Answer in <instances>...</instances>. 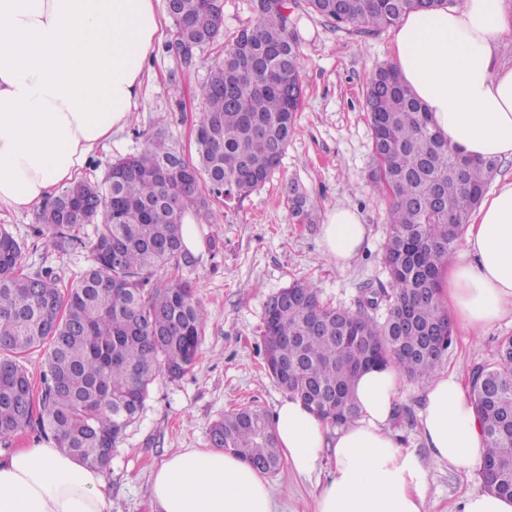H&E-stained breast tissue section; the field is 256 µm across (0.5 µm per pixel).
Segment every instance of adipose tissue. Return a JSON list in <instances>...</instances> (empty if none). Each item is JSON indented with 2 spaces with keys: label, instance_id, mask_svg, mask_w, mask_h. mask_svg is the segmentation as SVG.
I'll list each match as a JSON object with an SVG mask.
<instances>
[{
  "label": "adipose tissue",
  "instance_id": "obj_1",
  "mask_svg": "<svg viewBox=\"0 0 512 512\" xmlns=\"http://www.w3.org/2000/svg\"><path fill=\"white\" fill-rule=\"evenodd\" d=\"M162 18L156 0H0V213H27L72 184L136 106ZM512 34L504 0H459L397 23L392 60L448 143L475 158L512 157V67L497 49ZM366 227L348 207L328 209L324 253L360 252ZM467 261L441 270L439 300L452 322L482 329L512 315V182L482 200L463 234ZM403 386L392 365L359 375V415L329 430L302 400L276 407L272 429L289 467L308 476L323 451L333 468L315 512H430L427 462L468 472L486 441L456 371L422 390V460L391 431ZM154 512H275L265 476L233 453L185 448L151 475ZM0 512H109L100 470L47 439L0 462Z\"/></svg>",
  "mask_w": 512,
  "mask_h": 512
}]
</instances>
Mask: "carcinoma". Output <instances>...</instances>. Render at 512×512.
I'll list each match as a JSON object with an SVG mask.
<instances>
[{
    "mask_svg": "<svg viewBox=\"0 0 512 512\" xmlns=\"http://www.w3.org/2000/svg\"><path fill=\"white\" fill-rule=\"evenodd\" d=\"M455 0H308L317 14L377 31L410 11ZM223 0H173L168 11L181 46L207 45L224 29L205 25ZM287 0H256L252 22L224 45L201 90L194 164L158 133L138 153L112 163L96 185L97 207L76 222L70 211L85 193L79 182L39 214V233L66 253L79 245L92 263L67 292L50 269L20 273L21 243L0 226V441L29 427L64 453L104 469L160 377L179 379L195 364L206 313L186 279L158 275L190 269L195 254L181 227L210 199L242 198L279 165L303 96L302 67L285 12ZM376 166L371 181L391 199L384 263L391 289L367 285L352 308L322 301L309 281L286 290L302 300L268 305L262 342L266 370L289 395L325 423L341 427L357 417V376L393 363L409 378L433 376L453 343V326L438 300L439 275L458 248L464 224L487 192L494 159H472L452 149L391 64L379 66L367 87ZM289 208L298 224L316 223L308 197L291 185ZM95 235L78 236L85 224ZM50 351L42 392L30 402L23 362L44 342ZM470 397L488 448L481 487L512 498V337L497 357L475 365ZM213 443L253 468L272 472L281 454L265 410L245 406L211 427Z\"/></svg>",
    "mask_w": 512,
    "mask_h": 512,
    "instance_id": "1",
    "label": "carcinoma"
}]
</instances>
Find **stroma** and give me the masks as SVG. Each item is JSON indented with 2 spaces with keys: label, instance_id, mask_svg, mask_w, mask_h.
<instances>
[{
  "label": "stroma",
  "instance_id": "1",
  "mask_svg": "<svg viewBox=\"0 0 512 512\" xmlns=\"http://www.w3.org/2000/svg\"><path fill=\"white\" fill-rule=\"evenodd\" d=\"M288 12L304 81L294 133L264 186L239 200L212 202L193 219L201 245L196 265L182 276L192 282L208 313L199 355L183 378L161 377L151 386L103 472L109 512H153L150 476L163 460L183 448L211 447L210 429L225 412L256 405L271 413L285 399L265 369L261 341L271 295L303 279L319 288L324 301L350 307L364 286H390L384 264L389 200L369 179L374 161L365 91L376 68L390 60L391 31L336 25L313 13L307 0H288ZM174 30L172 19L164 18L132 120L110 144L98 148L86 180L102 182L112 160L141 151L159 131L186 158L196 159L200 92L224 45L199 48L187 63L171 48ZM292 184L318 213L336 206L358 212L367 237L349 264L338 265L324 254L320 225L294 223L288 208ZM5 226L24 246L26 271L48 267L69 283L89 264L85 249L61 254L47 238L36 237V214L12 216ZM508 336L512 316L474 333L455 329L443 365L469 373L475 364L492 361ZM332 465L326 453L311 476L298 475L285 464L269 473L277 512H313L316 486ZM427 468L430 512H450L468 488L480 483L475 470L464 473L432 462Z\"/></svg>",
  "mask_w": 512,
  "mask_h": 512
}]
</instances>
